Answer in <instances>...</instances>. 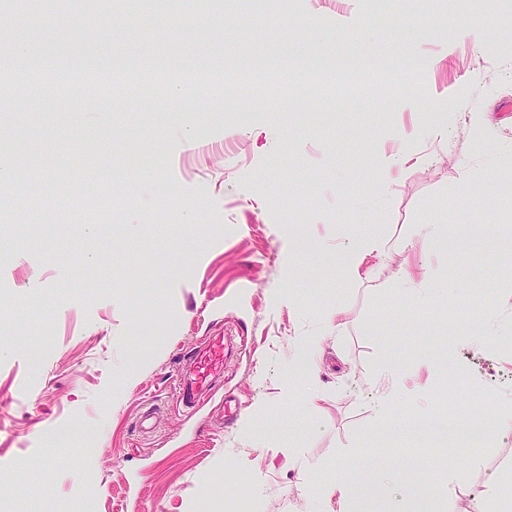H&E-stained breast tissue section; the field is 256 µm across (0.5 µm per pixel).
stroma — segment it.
Listing matches in <instances>:
<instances>
[{
  "label": "stroma",
  "mask_w": 512,
  "mask_h": 512,
  "mask_svg": "<svg viewBox=\"0 0 512 512\" xmlns=\"http://www.w3.org/2000/svg\"><path fill=\"white\" fill-rule=\"evenodd\" d=\"M223 3L146 28L86 0L71 48L0 7V33L60 74L119 57L176 73L228 55L377 64L337 103L297 73L287 95L261 83L231 110L201 90L204 112L152 76L93 100L22 96L17 72L0 83L15 170L0 183V512H52L83 488L95 512H200L204 494L211 512H336L323 493L341 472L357 512H469L474 489L512 486V429L465 454L381 427L512 408V0H435L400 27L375 23L372 0H254L257 26L224 25ZM425 19L431 34L409 37ZM473 24L478 39L459 37ZM33 182L31 216L10 199ZM92 184L107 205L65 235L34 232ZM370 230L386 252L345 276V247ZM216 336L224 376L195 413L174 384ZM304 336L311 389L294 367ZM388 356L405 371L389 400Z\"/></svg>",
  "instance_id": "stroma-1"
}]
</instances>
